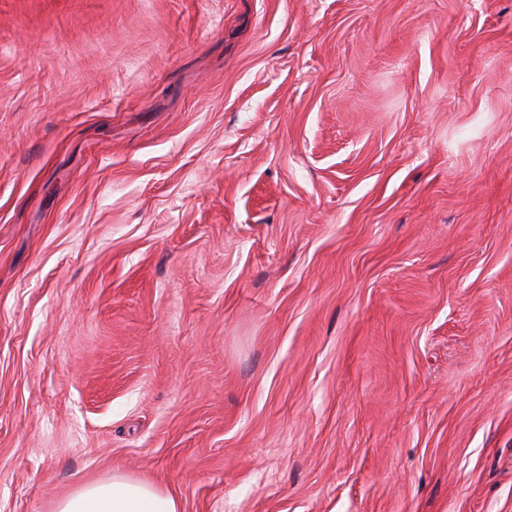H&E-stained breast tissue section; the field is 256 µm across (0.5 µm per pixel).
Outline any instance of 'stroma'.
Wrapping results in <instances>:
<instances>
[{"mask_svg": "<svg viewBox=\"0 0 512 512\" xmlns=\"http://www.w3.org/2000/svg\"><path fill=\"white\" fill-rule=\"evenodd\" d=\"M512 512V0H0V512ZM56 512H180L175 498L121 475L83 486L61 501Z\"/></svg>", "mask_w": 512, "mask_h": 512, "instance_id": "1", "label": "stroma"}]
</instances>
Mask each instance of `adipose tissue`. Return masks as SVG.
I'll return each instance as SVG.
<instances>
[{
    "instance_id": "obj_1",
    "label": "adipose tissue",
    "mask_w": 512,
    "mask_h": 512,
    "mask_svg": "<svg viewBox=\"0 0 512 512\" xmlns=\"http://www.w3.org/2000/svg\"><path fill=\"white\" fill-rule=\"evenodd\" d=\"M57 512H180V506L150 484L116 475L76 490L59 503Z\"/></svg>"
}]
</instances>
